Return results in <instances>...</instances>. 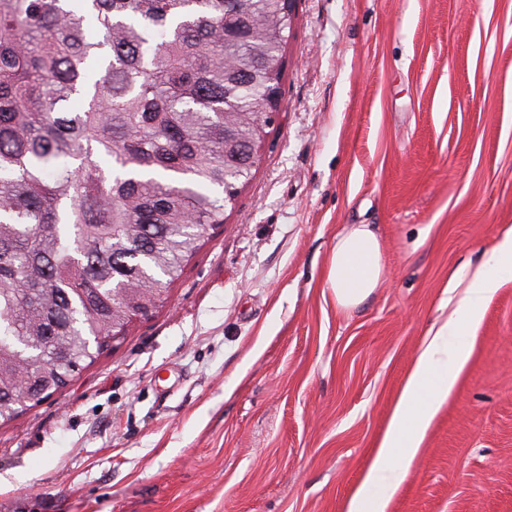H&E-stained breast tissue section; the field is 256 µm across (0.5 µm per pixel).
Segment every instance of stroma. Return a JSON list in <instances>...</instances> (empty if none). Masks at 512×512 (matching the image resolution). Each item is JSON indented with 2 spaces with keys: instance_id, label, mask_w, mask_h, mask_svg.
Wrapping results in <instances>:
<instances>
[{
  "instance_id": "1",
  "label": "stroma",
  "mask_w": 512,
  "mask_h": 512,
  "mask_svg": "<svg viewBox=\"0 0 512 512\" xmlns=\"http://www.w3.org/2000/svg\"><path fill=\"white\" fill-rule=\"evenodd\" d=\"M225 221L62 390L0 425V512H345L431 330L512 227V0H295ZM385 275L344 310L337 237ZM387 512H512V279ZM383 276L381 242L368 224H354L337 237L326 279L338 307L349 310L363 304Z\"/></svg>"
}]
</instances>
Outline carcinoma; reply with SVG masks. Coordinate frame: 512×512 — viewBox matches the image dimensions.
<instances>
[{
  "instance_id": "1",
  "label": "carcinoma",
  "mask_w": 512,
  "mask_h": 512,
  "mask_svg": "<svg viewBox=\"0 0 512 512\" xmlns=\"http://www.w3.org/2000/svg\"><path fill=\"white\" fill-rule=\"evenodd\" d=\"M290 28L282 0H0L1 422L162 307L224 223Z\"/></svg>"
}]
</instances>
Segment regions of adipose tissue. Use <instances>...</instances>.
<instances>
[{"mask_svg":"<svg viewBox=\"0 0 512 512\" xmlns=\"http://www.w3.org/2000/svg\"><path fill=\"white\" fill-rule=\"evenodd\" d=\"M511 275L512 228L505 231L472 275L448 320L423 342L388 431L346 512H386L393 489L419 453L432 420L470 357V340L482 322L487 302L503 277ZM383 276L381 242L369 225H354L337 237L327 282L338 307L349 310L363 304Z\"/></svg>","mask_w":512,"mask_h":512,"instance_id":"adipose-tissue-1","label":"adipose tissue"}]
</instances>
